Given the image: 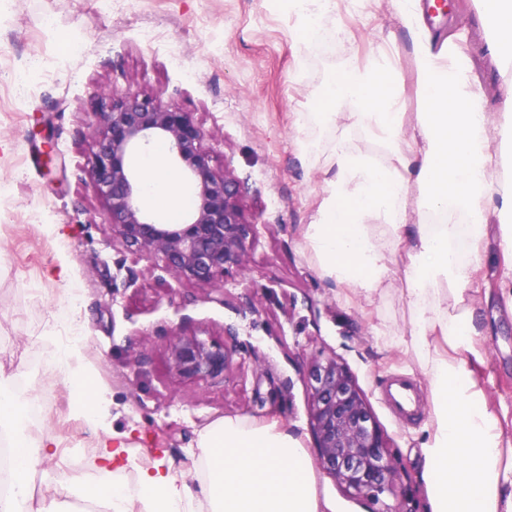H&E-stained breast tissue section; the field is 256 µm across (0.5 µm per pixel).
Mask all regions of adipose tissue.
I'll list each match as a JSON object with an SVG mask.
<instances>
[{"instance_id":"ef3b65f1","label":"adipose tissue","mask_w":512,"mask_h":512,"mask_svg":"<svg viewBox=\"0 0 512 512\" xmlns=\"http://www.w3.org/2000/svg\"><path fill=\"white\" fill-rule=\"evenodd\" d=\"M386 1L406 31L420 107L404 116L403 84L390 59L371 51L349 61L324 86L322 123L350 125L385 151L367 159L349 140L336 143L313 223L304 240L322 272L353 291L371 292L399 276L410 312V349L429 377L430 411L423 445L428 512H512V418L494 409L476 373L489 358L480 306L503 300L512 309V88L496 111H484L467 49L434 50L419 11ZM302 46L313 45L336 0H290ZM492 23L486 48L502 74L512 73V0H477ZM145 199L170 220L186 199L167 166L165 144L138 160ZM391 238L385 248L382 238ZM498 242L502 272L481 277L480 260ZM74 350L57 357L77 394L96 452L112 478L75 486L63 475L38 477L36 467L59 440L21 426L0 371V435L13 447L8 492L0 512H69L70 500L94 512H334L301 436L278 421L220 419L197 433L198 487L161 461L146 462L125 436L103 429L106 393L71 373Z\"/></svg>"}]
</instances>
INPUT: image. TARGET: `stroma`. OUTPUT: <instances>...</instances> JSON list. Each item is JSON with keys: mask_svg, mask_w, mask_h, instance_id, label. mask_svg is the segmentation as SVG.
<instances>
[{"mask_svg": "<svg viewBox=\"0 0 512 512\" xmlns=\"http://www.w3.org/2000/svg\"><path fill=\"white\" fill-rule=\"evenodd\" d=\"M449 8L433 38L468 47L495 107L504 79L480 52L490 26L475 0H449ZM341 26L351 33L342 42ZM389 39L408 85L406 109L417 111L411 47L385 0L353 19L337 6L304 56L294 20L268 0H132L108 11L97 0H0V365L26 381L23 402L40 404L38 429L61 438L42 473L65 471L82 484L99 477L94 436L58 377L63 336L81 339L73 371L108 394L107 429L189 476L198 431L220 418L275 419L311 440L304 377L333 354L355 375L410 479L376 503L354 499L322 473L319 494L336 512L398 504L427 512L429 380L407 345L409 312L395 288L365 296L325 277L302 237L337 140L373 157L383 149L357 128L315 122L302 134L317 148L304 157L293 126L294 113L322 111L329 72ZM77 43L85 53H72ZM176 56L182 69L172 65ZM36 64L46 76L17 95V73ZM97 91L161 93L202 125L214 167L238 180L254 232L223 291L177 283L161 258H136L113 241L91 178ZM29 155L36 166H27ZM180 328L232 349L224 380L170 372L167 345ZM397 377L418 388V414L407 421L384 396ZM478 382L492 406L512 412V319L499 318Z\"/></svg>", "mask_w": 512, "mask_h": 512, "instance_id": "35a3bbf8", "label": "stroma"}]
</instances>
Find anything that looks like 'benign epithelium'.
I'll return each instance as SVG.
<instances>
[{"label": "benign epithelium", "instance_id": "benign-epithelium-1", "mask_svg": "<svg viewBox=\"0 0 512 512\" xmlns=\"http://www.w3.org/2000/svg\"><path fill=\"white\" fill-rule=\"evenodd\" d=\"M95 116L92 177L112 239L140 257H161L179 283L218 288L228 267L243 265L253 224L245 218L237 181L212 164L203 128L159 94L102 101ZM152 141L167 145L176 171L195 187V204L180 224L153 222L140 203L130 157ZM167 351L169 369L184 379H223L233 365L231 350L194 333H175ZM305 382L318 467L355 497L377 502L395 493L403 474L348 366L334 355L316 360Z\"/></svg>", "mask_w": 512, "mask_h": 512}]
</instances>
